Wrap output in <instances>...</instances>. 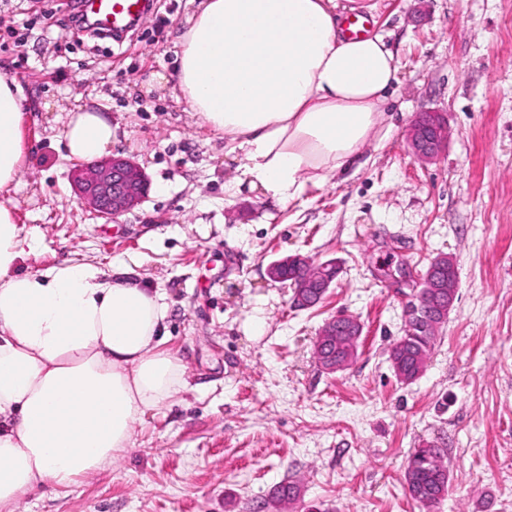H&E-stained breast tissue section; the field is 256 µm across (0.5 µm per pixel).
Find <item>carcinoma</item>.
Segmentation results:
<instances>
[{"label": "carcinoma", "mask_w": 512, "mask_h": 512, "mask_svg": "<svg viewBox=\"0 0 512 512\" xmlns=\"http://www.w3.org/2000/svg\"><path fill=\"white\" fill-rule=\"evenodd\" d=\"M433 336H407L396 339L391 349V365L398 381L410 384L422 373L425 360L434 345ZM359 339L342 335L336 341V359L347 362L356 357ZM408 496L423 509L432 512L447 494L450 484L444 453L438 445L427 442L410 455L403 474ZM295 482L278 486L270 498L253 508V512H273L281 503H293L300 498Z\"/></svg>", "instance_id": "cac0c4a2"}]
</instances>
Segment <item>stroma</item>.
<instances>
[{
	"instance_id": "1",
	"label": "stroma",
	"mask_w": 512,
	"mask_h": 512,
	"mask_svg": "<svg viewBox=\"0 0 512 512\" xmlns=\"http://www.w3.org/2000/svg\"><path fill=\"white\" fill-rule=\"evenodd\" d=\"M371 30L399 60L387 136L359 164L283 203L252 187L223 135L201 127L173 85L194 0H157L122 41L72 37L74 0H0V77L28 99V162L0 193L34 249L35 271L66 259L126 265L165 292L166 346L187 367L178 402L146 413L133 449L14 512H246L286 482V512H419L408 456L446 448L450 486L435 512H512V0H372ZM97 103L112 150L150 178L145 201L108 223L82 207L75 159L58 147L69 111ZM437 111L451 136L416 162L406 131ZM299 253L341 273L314 308L292 306L268 264ZM446 253L458 292L419 378L390 363L404 330L400 268ZM364 326L358 354L328 373L322 325Z\"/></svg>"
}]
</instances>
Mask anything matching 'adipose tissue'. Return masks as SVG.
<instances>
[{"mask_svg":"<svg viewBox=\"0 0 512 512\" xmlns=\"http://www.w3.org/2000/svg\"><path fill=\"white\" fill-rule=\"evenodd\" d=\"M338 0H202L179 38L176 85L192 116L224 134L245 175L281 202L361 156L383 121L399 61L384 37L344 38ZM25 95L0 77V190L27 155ZM112 123L71 111L68 157L112 150ZM27 240L0 202V512L44 485L66 489L134 445L146 412L186 389L166 349L169 305L128 268H19Z\"/></svg>","mask_w":512,"mask_h":512,"instance_id":"ef3b65f1","label":"adipose tissue"}]
</instances>
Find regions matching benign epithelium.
I'll return each mask as SVG.
<instances>
[{"label":"benign epithelium","mask_w":512,"mask_h":512,"mask_svg":"<svg viewBox=\"0 0 512 512\" xmlns=\"http://www.w3.org/2000/svg\"><path fill=\"white\" fill-rule=\"evenodd\" d=\"M449 129L445 117L434 111L420 112L411 122L406 141L410 154L419 163L435 161L448 145ZM73 182L83 206L101 218L115 219L136 209L146 198L150 180L143 166L130 156L114 154L109 157L84 162L74 170ZM313 266L309 258L294 254L272 261L267 276L274 282L283 281L282 272L294 268L303 272ZM316 276L304 275L291 282L294 305L308 309L319 304L333 286L339 273L334 261L319 265ZM456 263L453 257L441 254L429 263L406 297L404 320L415 325L425 334L434 335L440 321L453 306L458 287ZM358 337L363 334V324L356 318L347 321L331 319L324 323L314 344V357L328 373L344 370L348 363L336 361L328 351L340 333Z\"/></svg>","instance_id":"7a95c632"}]
</instances>
